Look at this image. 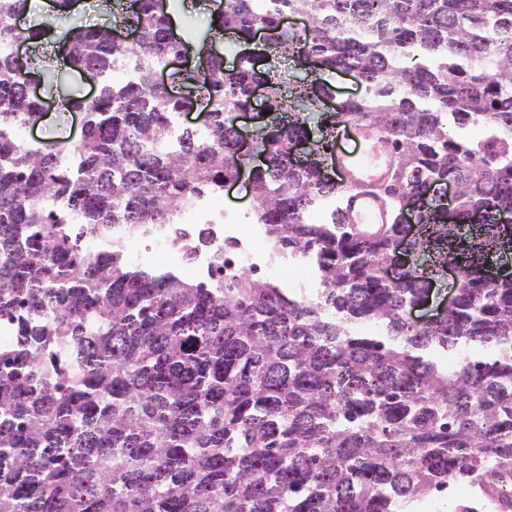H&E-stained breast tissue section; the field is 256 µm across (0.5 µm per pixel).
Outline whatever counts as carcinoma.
<instances>
[{
    "instance_id": "1",
    "label": "carcinoma",
    "mask_w": 512,
    "mask_h": 512,
    "mask_svg": "<svg viewBox=\"0 0 512 512\" xmlns=\"http://www.w3.org/2000/svg\"><path fill=\"white\" fill-rule=\"evenodd\" d=\"M177 2L130 0L135 45L66 32L60 64L102 78L94 99L62 103L87 125L70 162L9 132L40 102L24 93L17 27L0 24V320L15 325L0 347V512H409L461 484L512 491V277H481L512 254V0H224L211 30L248 43L264 29L267 63L213 56L171 74L175 95L153 74L181 53ZM28 4L0 0V17ZM286 15L308 24L290 34ZM290 57L362 79L326 116L312 165L292 158L302 112L336 89L271 64ZM129 67L136 78L105 79ZM257 83L276 119L259 128L252 221L278 253L314 259L316 298L228 261L194 282L82 243L177 224L192 197L224 192ZM203 100L211 126L172 137ZM346 117L381 126L394 154L391 222L375 233L344 222L346 190L322 173ZM450 179L455 218L441 196L402 242L403 199ZM325 201L329 220L312 222ZM478 207L490 218L468 223ZM461 254L454 305L411 326L406 309Z\"/></svg>"
}]
</instances>
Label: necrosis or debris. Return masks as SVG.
Segmentation results:
<instances>
[{
  "mask_svg": "<svg viewBox=\"0 0 512 512\" xmlns=\"http://www.w3.org/2000/svg\"><path fill=\"white\" fill-rule=\"evenodd\" d=\"M240 216L217 217L211 201H199L187 210L177 224H145L136 236L127 230H112L108 236L112 246L133 253L136 260L145 264L161 263L174 270H188L191 276L210 280L214 268L230 259L232 265H250L268 269L274 276L301 286L313 278L310 259L300 257L289 263L273 252L261 226H254L248 236H241ZM208 225L213 235L208 244H198L195 231ZM232 246V253H225V246Z\"/></svg>",
  "mask_w": 512,
  "mask_h": 512,
  "instance_id": "necrosis-or-debris-1",
  "label": "necrosis or debris"
}]
</instances>
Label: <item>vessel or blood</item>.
<instances>
[{
	"label": "vessel or blood",
	"instance_id": "vessel-or-blood-1",
	"mask_svg": "<svg viewBox=\"0 0 512 512\" xmlns=\"http://www.w3.org/2000/svg\"><path fill=\"white\" fill-rule=\"evenodd\" d=\"M329 163L340 184L349 191L346 223L370 231L388 224L387 204L376 189L387 182L393 159L383 145L378 126L368 121L340 124Z\"/></svg>",
	"mask_w": 512,
	"mask_h": 512
}]
</instances>
